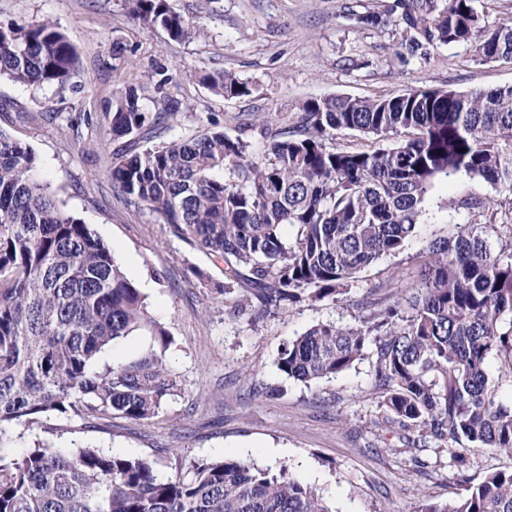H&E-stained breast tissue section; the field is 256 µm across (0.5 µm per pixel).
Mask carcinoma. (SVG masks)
<instances>
[{
  "mask_svg": "<svg viewBox=\"0 0 512 512\" xmlns=\"http://www.w3.org/2000/svg\"><path fill=\"white\" fill-rule=\"evenodd\" d=\"M478 0H393L358 16L370 27L400 14L396 55L425 58L465 44L475 62L512 63V24L489 28ZM130 16L173 41L205 31L170 0H127ZM80 76L77 52L50 20L0 27V79L65 88ZM200 82L225 99L251 94L232 73ZM179 111L143 105L126 82L112 106V136L127 139L109 168L117 196L169 224L186 242L224 261L219 294L247 278L240 307L271 316L291 303L336 299L356 274L400 250L427 216L436 181L463 173L512 195V86L491 90L412 88L390 98L336 96L302 102L296 125L270 132L265 156L252 142L213 128L148 148L137 137ZM358 131L372 151L332 145ZM34 153L0 131V436L5 422L44 413L108 420L155 417L175 386L162 355L93 368L114 340L150 325L145 298L111 250L63 211L40 180ZM489 197L455 207L473 213ZM293 237H285V228ZM410 297L378 301L355 327L317 324L283 344L278 370L303 383L334 377L374 346L375 393L385 423L443 442L459 464L475 449L512 457V240L494 251L461 229L434 240ZM498 374L488 372L491 360ZM0 512H330L315 488L282 467L272 474L238 458L199 459L173 477L144 458L96 448L63 452L39 444L0 453ZM416 512H512V470L490 471L453 502Z\"/></svg>",
  "mask_w": 512,
  "mask_h": 512,
  "instance_id": "obj_1",
  "label": "carcinoma"
}]
</instances>
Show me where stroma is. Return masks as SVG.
Returning a JSON list of instances; mask_svg holds the SVG:
<instances>
[{"label":"stroma","mask_w":512,"mask_h":512,"mask_svg":"<svg viewBox=\"0 0 512 512\" xmlns=\"http://www.w3.org/2000/svg\"><path fill=\"white\" fill-rule=\"evenodd\" d=\"M204 28V39L175 42L144 28L125 0H0V25L54 21L75 46L82 73L77 87H30L0 80V130L31 149L38 176L62 210L87 224L112 250L146 299L166 339L142 329L117 339L94 363L102 370L136 362L163 349L176 382L159 414L132 422L113 415L111 426L56 412L39 423L8 426L12 451L39 443L75 450L101 448L153 460L158 475L202 458H242L263 469L288 466L313 486L332 512H416L422 502L446 504L462 479L512 467L491 451L459 468L434 440L407 447L386 431L372 394L375 358L365 354L335 378L310 385L277 368L284 342L320 323L356 325L360 305L392 297L417 281L431 240L469 224L454 209L464 197H495L488 216L492 248L512 239V200L485 182L457 175L435 183L430 215L398 252L361 271L337 300L303 301L270 317L235 312L244 295L214 290L224 264L191 247L145 209L112 193L108 160L122 148L113 139L112 102L125 82L144 94L146 107L180 101L176 119L155 130L156 141L192 135L218 120L237 135L256 114L272 129L292 122L310 98L394 96L414 87L462 91L512 86V64L477 63L465 45H442L428 58L400 61L395 24L371 28L358 14L382 0H171ZM126 48L114 69L115 45ZM234 73L251 95L226 99L199 82L201 72Z\"/></svg>","instance_id":"35a3bbf8"}]
</instances>
